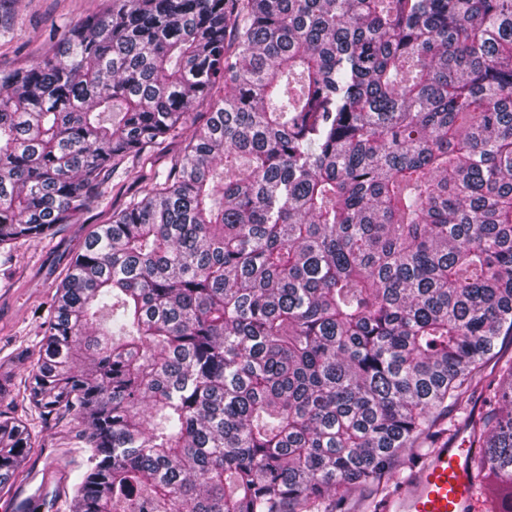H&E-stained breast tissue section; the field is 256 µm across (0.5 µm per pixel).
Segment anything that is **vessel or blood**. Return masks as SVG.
Masks as SVG:
<instances>
[{
	"instance_id": "b4317fda",
	"label": "vessel or blood",
	"mask_w": 512,
	"mask_h": 512,
	"mask_svg": "<svg viewBox=\"0 0 512 512\" xmlns=\"http://www.w3.org/2000/svg\"><path fill=\"white\" fill-rule=\"evenodd\" d=\"M471 482L465 456L451 447L437 448L412 471L398 493L379 505L378 512H468Z\"/></svg>"
}]
</instances>
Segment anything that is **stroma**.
Wrapping results in <instances>:
<instances>
[{"label": "stroma", "instance_id": "35a3bbf8", "mask_svg": "<svg viewBox=\"0 0 512 512\" xmlns=\"http://www.w3.org/2000/svg\"><path fill=\"white\" fill-rule=\"evenodd\" d=\"M110 0H0V69H17L51 52L69 28L105 12ZM149 169L124 160L111 176L103 201L84 210L74 223L57 225L53 235L23 238L0 249V376L24 392L57 287L72 257L96 225L136 193ZM15 413L36 438L22 465L23 478L0 493V512H12L22 491L43 488L38 512H67L70 461L78 459V427L68 418L48 420L19 402Z\"/></svg>", "mask_w": 512, "mask_h": 512}]
</instances>
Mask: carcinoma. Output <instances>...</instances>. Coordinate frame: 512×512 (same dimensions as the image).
<instances>
[{"mask_svg":"<svg viewBox=\"0 0 512 512\" xmlns=\"http://www.w3.org/2000/svg\"><path fill=\"white\" fill-rule=\"evenodd\" d=\"M201 106L51 305L25 396L82 428L70 512H337L479 380L512 512V0H112L0 69V246ZM31 448L0 410V492Z\"/></svg>","mask_w":512,"mask_h":512,"instance_id":"1","label":"carcinoma"}]
</instances>
